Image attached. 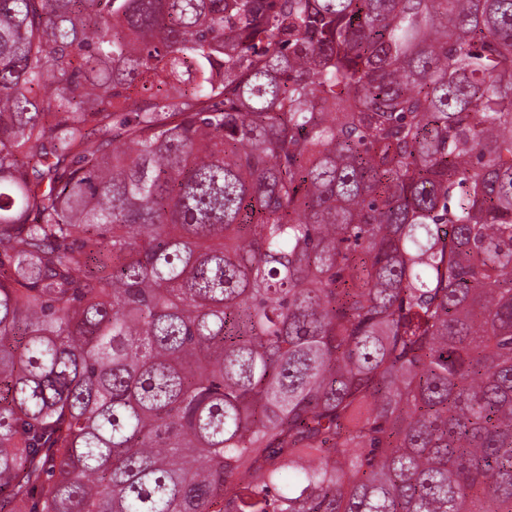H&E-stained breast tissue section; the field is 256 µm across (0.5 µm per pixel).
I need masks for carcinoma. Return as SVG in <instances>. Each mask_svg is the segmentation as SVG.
Returning <instances> with one entry per match:
<instances>
[{
    "mask_svg": "<svg viewBox=\"0 0 512 512\" xmlns=\"http://www.w3.org/2000/svg\"><path fill=\"white\" fill-rule=\"evenodd\" d=\"M0 512H512V0H0Z\"/></svg>",
    "mask_w": 512,
    "mask_h": 512,
    "instance_id": "cac0c4a2",
    "label": "carcinoma"
}]
</instances>
